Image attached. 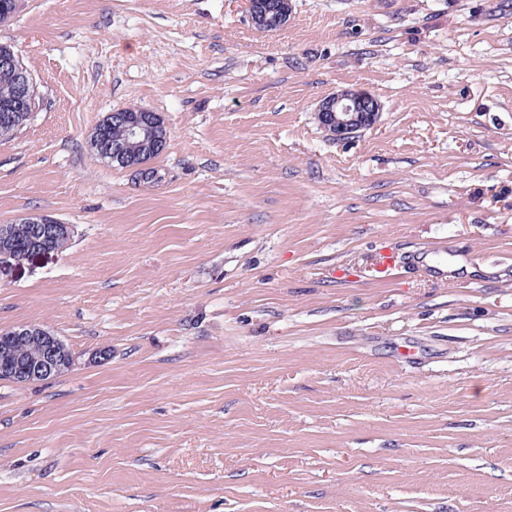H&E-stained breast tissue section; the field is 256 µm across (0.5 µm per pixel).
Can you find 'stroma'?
I'll return each mask as SVG.
<instances>
[{
    "mask_svg": "<svg viewBox=\"0 0 512 512\" xmlns=\"http://www.w3.org/2000/svg\"><path fill=\"white\" fill-rule=\"evenodd\" d=\"M25 0L48 105L0 139V331L76 359L0 380V512H512V0ZM380 121L335 140L319 103ZM168 131L149 186L89 137ZM446 247L447 281L373 273ZM414 362H404L403 347ZM254 10L258 17L256 27L262 30H273L283 27L291 12L289 0H256ZM379 110L378 102L369 93L349 90L323 100L317 111L329 136L346 140L362 129L374 127L379 119ZM21 221H26L22 224ZM18 222V223H17ZM15 223L6 224L9 229V235L5 238L0 237V263L6 261L21 262L35 255V243L32 238L34 235L38 240L50 239L56 240L66 235L68 226L61 224L57 219L48 215H30L19 219Z\"/></svg>",
    "mask_w": 512,
    "mask_h": 512,
    "instance_id": "stroma-1",
    "label": "stroma"
}]
</instances>
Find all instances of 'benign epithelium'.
I'll list each match as a JSON object with an SVG mask.
<instances>
[{
  "label": "benign epithelium",
  "mask_w": 512,
  "mask_h": 512,
  "mask_svg": "<svg viewBox=\"0 0 512 512\" xmlns=\"http://www.w3.org/2000/svg\"><path fill=\"white\" fill-rule=\"evenodd\" d=\"M0 68L14 77L10 97L0 103V128L10 127L21 119L30 122L40 110L42 99L36 80L14 49L0 44ZM318 113L329 136L346 140L362 129L374 127L379 119L378 102L362 90H349L322 101ZM128 135L136 139L146 151H157L162 146L155 125L143 119L127 125ZM32 225L37 239L56 240L66 235L68 226L48 215H30L24 218ZM30 345L33 351L23 361L15 359V346ZM73 367L75 359L67 355L62 341L49 330L38 325H20L0 338V378L18 383L49 379L63 366Z\"/></svg>",
  "instance_id": "7a95c632"
}]
</instances>
